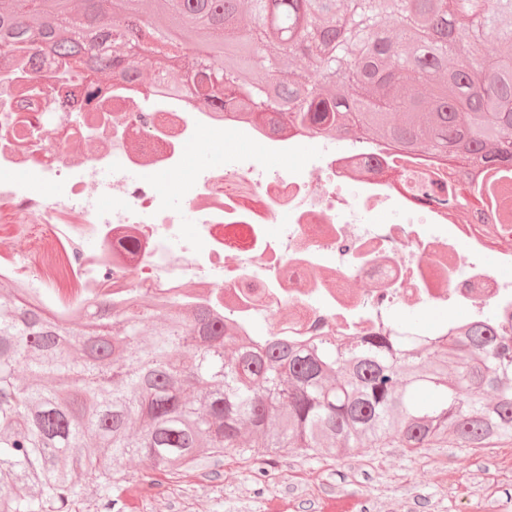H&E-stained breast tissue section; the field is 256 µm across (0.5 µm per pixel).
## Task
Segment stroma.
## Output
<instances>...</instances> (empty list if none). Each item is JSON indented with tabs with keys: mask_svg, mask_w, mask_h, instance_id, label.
Wrapping results in <instances>:
<instances>
[{
	"mask_svg": "<svg viewBox=\"0 0 512 512\" xmlns=\"http://www.w3.org/2000/svg\"><path fill=\"white\" fill-rule=\"evenodd\" d=\"M194 150L224 162L240 153L265 155L270 165L288 162L264 154L248 137L213 139L200 131ZM293 165H307V153ZM258 473L252 460L225 451L215 464L176 474L156 471L151 484L139 481L141 466L127 460L123 482L103 494L80 481L71 512H323L336 498L365 500L364 512H482L472 506L469 487L485 500L512 501V443L494 448L445 445L412 454L401 448H355L340 459L282 450Z\"/></svg>",
	"mask_w": 512,
	"mask_h": 512,
	"instance_id": "1",
	"label": "stroma"
}]
</instances>
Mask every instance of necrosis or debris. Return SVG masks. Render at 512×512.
Wrapping results in <instances>:
<instances>
[{
  "label": "necrosis or debris",
  "mask_w": 512,
  "mask_h": 512,
  "mask_svg": "<svg viewBox=\"0 0 512 512\" xmlns=\"http://www.w3.org/2000/svg\"><path fill=\"white\" fill-rule=\"evenodd\" d=\"M53 64L10 73L0 89V222L26 248L0 254V279L26 288L62 316L90 298L177 297L223 311L242 333L275 321L278 333L331 339L357 335L433 339L465 322L512 324V239L487 224H455L426 167L352 142L310 139L312 166L267 167L242 154L184 174V149L201 128L214 136L251 132L267 152H293L300 137L245 129L217 113L189 111L182 98L152 106L109 94L91 112L56 103ZM182 207H175V199ZM398 213L376 222L380 210ZM196 228L185 233L183 211ZM281 233L271 239L266 227ZM448 311L430 325L405 321L413 307Z\"/></svg>",
  "instance_id": "necrosis-or-debris-1"
}]
</instances>
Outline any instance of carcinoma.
I'll use <instances>...</instances> for the list:
<instances>
[{
    "label": "carcinoma",
    "mask_w": 512,
    "mask_h": 512,
    "mask_svg": "<svg viewBox=\"0 0 512 512\" xmlns=\"http://www.w3.org/2000/svg\"><path fill=\"white\" fill-rule=\"evenodd\" d=\"M184 0H165L163 21L149 33L163 43L172 30L195 32ZM222 13L202 17L223 41L211 61L195 62L190 81L198 102L232 106L242 113L263 106L288 111V123L328 135L346 126L348 114L363 113L378 139H412L432 161L433 146L470 141L484 159L498 153L502 115H512V50L462 63L477 42L493 38L512 47V0H252L254 25L236 23L239 0H220ZM304 17L297 35L280 39L272 57L304 49L336 92L322 94L305 77L270 74L258 62L224 64V50L270 41L275 29L263 22L282 3ZM399 24L390 38L387 22ZM36 26L12 35L7 62L24 70V55ZM112 53L132 38L130 22L111 23ZM62 40L77 45L82 25L63 19ZM430 88L425 101L405 94L409 80ZM217 80L223 96L199 85ZM185 76L158 72L155 83L186 91ZM512 182V168L498 169L477 194L502 213L501 235L512 225V201L499 200L495 183ZM131 297L120 309L89 304L76 319H62L23 288L0 295V512H69L81 478L107 494L122 481L119 464L136 459L142 481L156 470L195 468L235 448L262 465L281 448L305 455L342 457L358 446L395 444L411 453L453 437L459 448H489L512 442V332L466 324L425 346L399 336L304 343L236 337L224 315L204 304L160 298L136 313ZM148 345L138 336L148 317ZM235 346L224 358V343ZM458 377L448 380V366ZM23 368L33 383H22ZM431 394L414 403L409 389ZM249 438L243 439L244 428ZM34 492L20 496L18 485Z\"/></svg>",
    "instance_id": "carcinoma-1"
}]
</instances>
